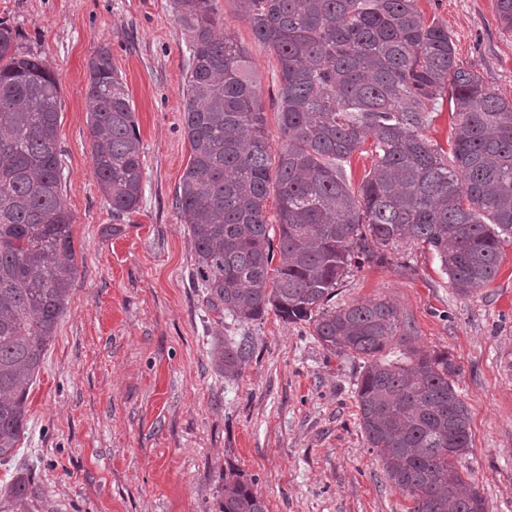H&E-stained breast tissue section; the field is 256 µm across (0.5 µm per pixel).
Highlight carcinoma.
I'll return each instance as SVG.
<instances>
[{"instance_id":"cac0c4a2","label":"carcinoma","mask_w":512,"mask_h":512,"mask_svg":"<svg viewBox=\"0 0 512 512\" xmlns=\"http://www.w3.org/2000/svg\"><path fill=\"white\" fill-rule=\"evenodd\" d=\"M213 2L173 0L190 34L191 155L175 206L208 309L238 323L272 310L313 324L328 353L364 362L359 425L410 512H487L458 468L470 416L448 354L410 349L389 358L407 329L385 299L312 313L350 270L404 242L435 252L460 295L496 277L512 239V102L456 61L448 29L425 23L417 0H236L278 61L282 146L274 149L259 83L234 37L218 35ZM87 69L94 173L119 221L142 199L141 139L110 48ZM445 94L455 113L448 155L420 134ZM61 108L51 68L20 52L15 30L0 21V464L25 437L29 389L78 272L61 191ZM368 140L376 161L354 191L343 163ZM272 187L276 250L266 215ZM250 352L225 340L210 356L234 378ZM30 483L17 476L5 493L22 501ZM222 512L266 506L235 480L224 483Z\"/></svg>"}]
</instances>
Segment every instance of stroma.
I'll return each instance as SVG.
<instances>
[{
	"label": "stroma",
	"mask_w": 512,
	"mask_h": 512,
	"mask_svg": "<svg viewBox=\"0 0 512 512\" xmlns=\"http://www.w3.org/2000/svg\"><path fill=\"white\" fill-rule=\"evenodd\" d=\"M220 31L250 58L266 130L280 145L275 57L235 0H214ZM446 27L455 55L512 102V32L496 0H417ZM22 51L45 59L62 102V194L78 267L69 304L29 395L28 434L0 465V488L30 477L23 502L0 512H221L225 479L250 480L268 512H408L359 426L362 360L328 354L306 322L275 313L245 323L208 310L194 277L175 191L189 162L184 134L186 32L172 0H0ZM109 47L143 145L144 193L122 231L91 162L88 60ZM352 269L333 305L387 299L406 344L447 353L470 412L459 468L487 512H512V241L496 278L457 295L431 250L401 244ZM246 341L238 377L211 361L214 344Z\"/></svg>",
	"instance_id": "35a3bbf8"
}]
</instances>
